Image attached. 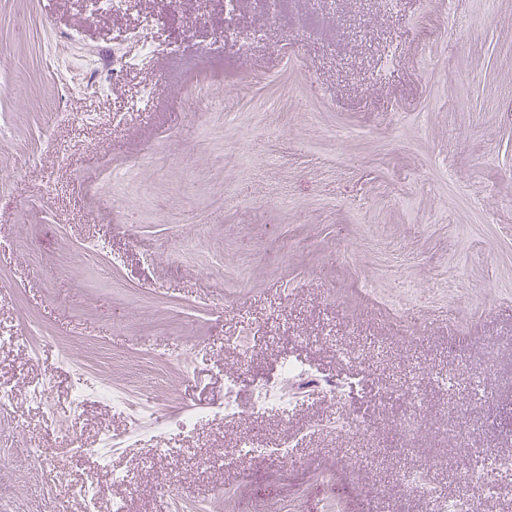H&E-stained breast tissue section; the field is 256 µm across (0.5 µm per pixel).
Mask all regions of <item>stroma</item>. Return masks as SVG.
Segmentation results:
<instances>
[{
	"label": "stroma",
	"instance_id": "35a3bbf8",
	"mask_svg": "<svg viewBox=\"0 0 512 512\" xmlns=\"http://www.w3.org/2000/svg\"><path fill=\"white\" fill-rule=\"evenodd\" d=\"M134 2L157 52L116 73L133 16L0 0V329L24 337L0 383L53 391L0 415V512H81L65 488L89 478L97 512H426L400 479L424 464L439 498L472 494L457 425L512 453V0H283L272 22L249 0L246 47L216 0ZM146 83L155 108L130 110ZM285 355L362 385L288 383L287 414L190 433L128 424L129 366L175 420L222 406L237 366L249 406Z\"/></svg>",
	"mask_w": 512,
	"mask_h": 512
}]
</instances>
